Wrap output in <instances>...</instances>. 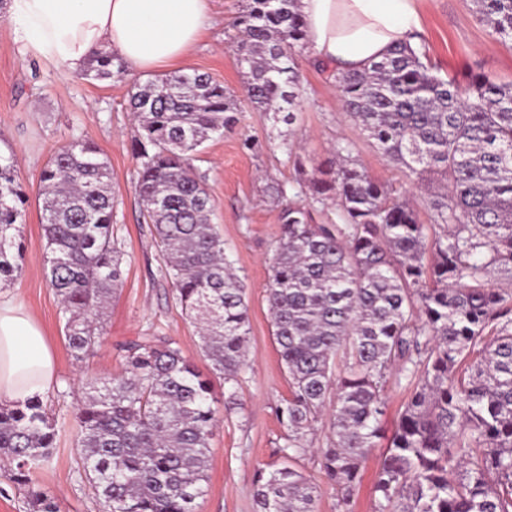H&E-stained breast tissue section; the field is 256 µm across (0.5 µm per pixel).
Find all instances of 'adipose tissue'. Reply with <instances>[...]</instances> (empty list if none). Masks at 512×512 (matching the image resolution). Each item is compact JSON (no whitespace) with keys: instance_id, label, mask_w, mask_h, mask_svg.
I'll use <instances>...</instances> for the list:
<instances>
[{"instance_id":"adipose-tissue-1","label":"adipose tissue","mask_w":512,"mask_h":512,"mask_svg":"<svg viewBox=\"0 0 512 512\" xmlns=\"http://www.w3.org/2000/svg\"><path fill=\"white\" fill-rule=\"evenodd\" d=\"M20 55L72 72L90 56L117 52L127 69L177 64L211 27L210 0H10ZM312 56L339 70H361L401 42H417L416 0H301ZM57 382V358L37 320L0 294V403L44 398Z\"/></svg>"}]
</instances>
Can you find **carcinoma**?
Segmentation results:
<instances>
[{"instance_id":"obj_1","label":"carcinoma","mask_w":512,"mask_h":512,"mask_svg":"<svg viewBox=\"0 0 512 512\" xmlns=\"http://www.w3.org/2000/svg\"><path fill=\"white\" fill-rule=\"evenodd\" d=\"M475 16L512 43V0H474ZM247 101L293 122L296 53L305 49L300 0H247L236 18ZM99 80L124 72L97 53ZM344 110L389 160L437 175L432 223L404 194L358 169L349 145L306 172V199L282 209L267 300L290 393L277 408L288 464L257 473V512H317L316 488L293 463L307 455L333 395L321 470L352 512L362 461L382 437L391 372L410 388L376 475L374 512H512V83L484 72L466 85L442 76L424 42L394 48L363 71L334 74ZM136 191L162 248L175 299L201 325L212 373L234 385L249 335L245 288L211 224L193 157L238 121V98L198 71L135 87ZM112 176L97 148L62 146L40 174L46 277L61 301L76 359L101 342L105 303L121 283L112 237ZM337 202L315 224L310 204ZM27 197L0 157V284L21 270ZM441 234L428 237V230ZM126 374L86 384L77 407L83 470L107 512H195L208 484L211 382L176 343L123 345ZM56 424L40 400L0 405V456L29 512H58L34 473L49 463Z\"/></svg>"}]
</instances>
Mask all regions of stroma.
Here are the masks:
<instances>
[{"instance_id":"obj_1","label":"stroma","mask_w":512,"mask_h":512,"mask_svg":"<svg viewBox=\"0 0 512 512\" xmlns=\"http://www.w3.org/2000/svg\"><path fill=\"white\" fill-rule=\"evenodd\" d=\"M245 0H216L214 24L177 68L209 74L233 92H241L235 20ZM421 37L441 74L467 83L482 71L512 82V48L481 24L472 0H418ZM14 23L0 4V155L13 158L27 196L20 276L6 290L38 320L57 355V383L44 400L56 420L58 436L47 466L36 479L59 512H106L79 463L75 417L85 384L93 377L124 375L122 343L145 334L175 340L183 355L213 384L215 427L210 439L209 481L196 512H256L257 472L281 464L286 430L276 409L289 395L288 374L273 336L267 302L272 257L280 235L281 203L274 184L295 187V161L310 166L331 159L337 143L351 146V157L371 178L405 192L422 223H430L433 180L416 181L385 158L343 112L340 93L308 52L298 53L304 95L293 124L274 120L242 103L239 122L223 136L207 141L193 165L213 202L212 221L224 241L246 292L250 327L243 368L227 403L224 382L213 377L191 319L177 303L165 272L153 227L147 224L136 192V161L129 96L145 75L95 80L85 73L30 57L21 58L14 43ZM252 148H245L244 140ZM290 140L286 153L282 140ZM82 140L96 145L112 171L113 237L121 253V286L103 316V339L81 360L66 350L61 305L45 277L46 239L42 229L40 173L62 146ZM331 408H324L313 450L297 467L316 486L318 512H338L337 491L320 469L316 453L329 433Z\"/></svg>"}]
</instances>
